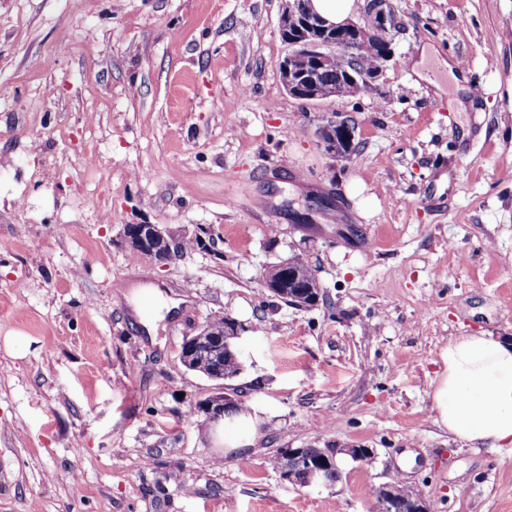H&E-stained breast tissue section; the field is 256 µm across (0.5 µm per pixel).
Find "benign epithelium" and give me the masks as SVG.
Returning a JSON list of instances; mask_svg holds the SVG:
<instances>
[{
	"label": "benign epithelium",
	"mask_w": 512,
	"mask_h": 512,
	"mask_svg": "<svg viewBox=\"0 0 512 512\" xmlns=\"http://www.w3.org/2000/svg\"><path fill=\"white\" fill-rule=\"evenodd\" d=\"M280 15V32L288 43V56L280 64V79L284 88L295 99L309 103L336 96V89L322 85L316 74L331 62H336L346 79L369 88L382 76L386 63L394 56L392 31L397 21L392 12L385 9L386 0H369L364 13L355 19H347L340 24H331L305 6V0H284ZM353 40H348L349 36ZM372 42L380 43L377 64L371 70L357 67L359 57ZM317 134L326 150L339 154L337 144L353 141L354 130L349 122L333 117L318 127ZM123 244L135 256L140 255L158 263L174 259L179 251L178 243L168 230L159 224H127L123 231ZM298 275L285 270L283 283L272 289L288 303L311 307L319 298L307 297L304 290L295 287ZM243 328L232 318L224 320L221 337H211L208 325L183 343L182 363L196 369V360L209 361L206 372L211 378L220 379L222 357L240 356L242 350L232 345V340L242 336ZM350 456L355 461L373 458L370 448H330L321 457H312L301 448L287 449L290 466L282 473V479L293 485L310 486L326 484L332 472L338 467L337 455ZM403 485L391 481L378 491V512H391L393 505L401 500Z\"/></svg>",
	"instance_id": "obj_1"
}]
</instances>
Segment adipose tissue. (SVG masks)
Returning <instances> with one entry per match:
<instances>
[{"mask_svg": "<svg viewBox=\"0 0 512 512\" xmlns=\"http://www.w3.org/2000/svg\"><path fill=\"white\" fill-rule=\"evenodd\" d=\"M432 383L435 423L476 448L512 446V341L487 332L450 337L436 354ZM262 411L247 406L230 419L231 430L213 437L225 447L253 445Z\"/></svg>", "mask_w": 512, "mask_h": 512, "instance_id": "ef3b65f1", "label": "adipose tissue"}]
</instances>
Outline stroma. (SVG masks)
Here are the masks:
<instances>
[{"label":"stroma","instance_id":"1","mask_svg":"<svg viewBox=\"0 0 512 512\" xmlns=\"http://www.w3.org/2000/svg\"><path fill=\"white\" fill-rule=\"evenodd\" d=\"M284 0H0V512H376L417 486L429 512H512V447L434 423L449 337L512 340V0H389L394 57L361 96L303 103L279 66ZM460 61L469 88L420 46ZM351 119L332 157L315 130ZM111 222H103V215ZM185 242L161 265L132 223ZM307 256L299 308L265 268ZM178 305L148 332L129 301ZM229 317L244 367H184ZM263 410L230 450L204 404ZM373 449L301 487L280 448ZM168 230L160 224H128L124 226L123 244L135 256L166 264L179 252L178 243ZM403 485L398 481H391L380 487L378 491V512H411L413 506L418 503L419 499L422 498V494L415 489L407 488L404 486V496L402 497V509L394 507L401 500V490Z\"/></svg>","mask_w":512,"mask_h":512}]
</instances>
